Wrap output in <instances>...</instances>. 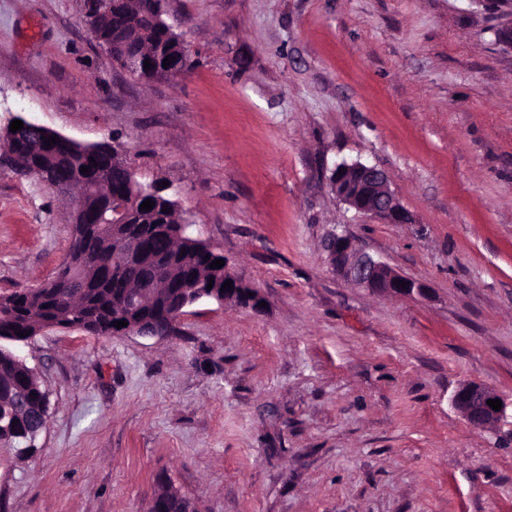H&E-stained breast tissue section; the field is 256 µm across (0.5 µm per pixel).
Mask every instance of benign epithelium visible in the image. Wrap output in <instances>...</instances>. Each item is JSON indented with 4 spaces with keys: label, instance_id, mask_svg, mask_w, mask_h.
<instances>
[{
    "label": "benign epithelium",
    "instance_id": "benign-epithelium-1",
    "mask_svg": "<svg viewBox=\"0 0 512 512\" xmlns=\"http://www.w3.org/2000/svg\"><path fill=\"white\" fill-rule=\"evenodd\" d=\"M122 0H94L88 11V23L106 16L112 9L121 5ZM103 47L112 55L117 64L129 71L141 74L144 78H171L184 71V57H171V64L157 66L145 70L140 57H128L120 54L119 47L110 43ZM23 122V129L14 133L10 127L0 128V146L8 155L13 169L21 174H29L34 169V158L49 153L71 152L82 155H93L100 160L101 168L93 176L84 178V187L75 196L71 210L73 223L77 224L75 242L79 253L90 252L92 240L112 231V242L118 248L132 255L141 256L138 229L130 223L133 209L141 202L158 198L160 188L154 184L143 185L135 177L133 169L129 172V192L119 196H111L109 184L102 175L113 163L124 159V151L106 143L91 146L80 145L50 128L17 116ZM54 137L56 143L45 146V138ZM345 172H339V168ZM42 182L52 191L65 196H72V183L56 174L42 178ZM330 186L336 198L347 207L361 214L374 215L390 224L411 223L408 212L402 207L390 189L385 173L374 165L359 160L340 162L330 175ZM184 224H157L153 232L174 238L181 243L180 253L211 254L213 250L204 242L185 235ZM326 251L332 270L345 281L378 295H399L404 297H421L429 291V286L422 280L406 277L387 263L359 248L345 232L332 233L327 238ZM142 271L139 286L124 288L117 293L115 302L121 307L122 313L118 320L127 322V326L112 328L114 336L137 335L147 337L170 336L177 328L178 320L185 309L201 300L210 299L224 304L237 303L241 299L248 300L252 308H259L261 298L255 289H248L232 274L228 268L217 272L213 287H208L209 280L200 279L190 285L177 284L174 293L155 299L153 305H147V298L153 289L159 271L151 264H141ZM232 281V289L224 290L225 281ZM400 280L406 286L399 287L395 281ZM90 280L68 272L63 278L45 285L54 292L65 291L66 294L82 295L89 288ZM253 296H248V293ZM499 399L500 410H493L487 401ZM451 405L472 427L484 430L496 427L507 417L508 409L512 408V400H507L494 390L477 382L461 385L451 397ZM48 417V401L30 412L28 415L27 433L31 437L38 436L45 428Z\"/></svg>",
    "mask_w": 512,
    "mask_h": 512
}]
</instances>
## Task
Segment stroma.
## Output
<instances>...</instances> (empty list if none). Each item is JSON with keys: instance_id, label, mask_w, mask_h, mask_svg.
I'll use <instances>...</instances> for the list:
<instances>
[{"instance_id": "1", "label": "stroma", "mask_w": 512, "mask_h": 512, "mask_svg": "<svg viewBox=\"0 0 512 512\" xmlns=\"http://www.w3.org/2000/svg\"><path fill=\"white\" fill-rule=\"evenodd\" d=\"M191 67L117 66L85 0H0V127L122 146L266 306L202 301L174 335L47 329L33 454L0 444V512H512V419L472 428L467 382L512 398V0H164ZM382 169L411 217L340 203ZM71 202L0 157V297L65 259ZM346 231L425 296H378L323 249ZM102 46L112 55L113 59L121 68L129 72L140 73L143 78H151L152 80L158 78H171L181 74L185 70L183 67L184 57L171 56V64L167 65V68L163 67L162 62L160 66L152 67L148 70H145L143 67V70L141 71L142 59L140 56L128 57L121 55L119 46H115L114 44L112 45V43H105ZM140 74H137L136 76L139 77ZM339 167L345 172L338 175ZM336 198L357 213L374 215L390 224L410 223L408 212L390 189L385 173L359 160L336 164L330 175Z\"/></svg>"}]
</instances>
